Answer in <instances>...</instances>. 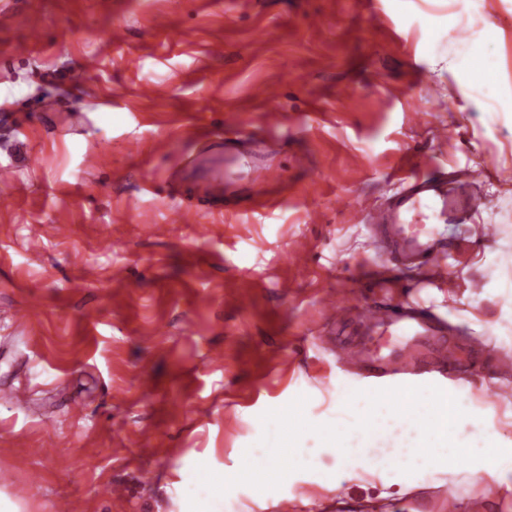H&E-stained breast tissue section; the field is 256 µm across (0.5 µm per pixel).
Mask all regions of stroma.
<instances>
[{"label":"stroma","mask_w":512,"mask_h":512,"mask_svg":"<svg viewBox=\"0 0 512 512\" xmlns=\"http://www.w3.org/2000/svg\"><path fill=\"white\" fill-rule=\"evenodd\" d=\"M35 31L38 49L14 55ZM488 37L493 77L512 83V0H18L0 14V96L26 106L0 116V387L25 389L0 400V491L25 512L63 499L208 512L196 465L231 476L244 457L265 462L260 415L302 395L308 421L347 429L345 448L305 434L306 469L273 491L233 487L237 512L283 499L298 512H445L447 489L470 512L485 463L402 473L414 421L383 410L365 433L346 405L395 378L349 372L337 353L402 342L360 317L383 279L390 302L441 319L460 363L475 338L512 358V115L452 62ZM229 114L255 134L245 161L283 166V182L236 179L238 204L169 223L173 201L148 184L213 191L220 159L199 133H224ZM421 159L445 181L484 174L473 198L495 239L449 228L451 288L398 270L361 217ZM333 294L347 322L325 307ZM417 381L455 389L468 411L455 441L512 450V380L487 368Z\"/></svg>","instance_id":"obj_1"}]
</instances>
